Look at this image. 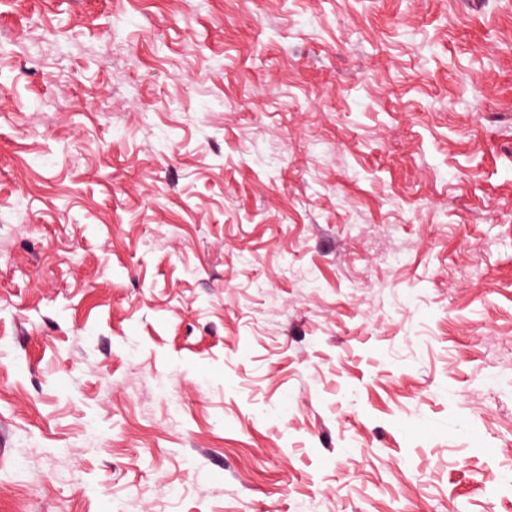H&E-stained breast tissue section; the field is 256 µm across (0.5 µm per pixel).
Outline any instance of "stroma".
I'll return each mask as SVG.
<instances>
[{
	"mask_svg": "<svg viewBox=\"0 0 512 512\" xmlns=\"http://www.w3.org/2000/svg\"><path fill=\"white\" fill-rule=\"evenodd\" d=\"M0 512H512V0H0Z\"/></svg>",
	"mask_w": 512,
	"mask_h": 512,
	"instance_id": "stroma-1",
	"label": "stroma"
}]
</instances>
